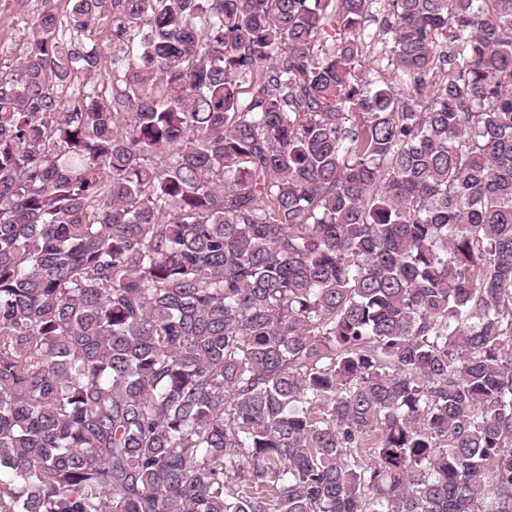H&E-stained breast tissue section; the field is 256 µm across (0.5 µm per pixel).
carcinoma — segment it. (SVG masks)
I'll list each match as a JSON object with an SVG mask.
<instances>
[{
    "label": "carcinoma",
    "instance_id": "cac0c4a2",
    "mask_svg": "<svg viewBox=\"0 0 512 512\" xmlns=\"http://www.w3.org/2000/svg\"><path fill=\"white\" fill-rule=\"evenodd\" d=\"M66 2L0 70V512H512V0Z\"/></svg>",
    "mask_w": 512,
    "mask_h": 512
}]
</instances>
